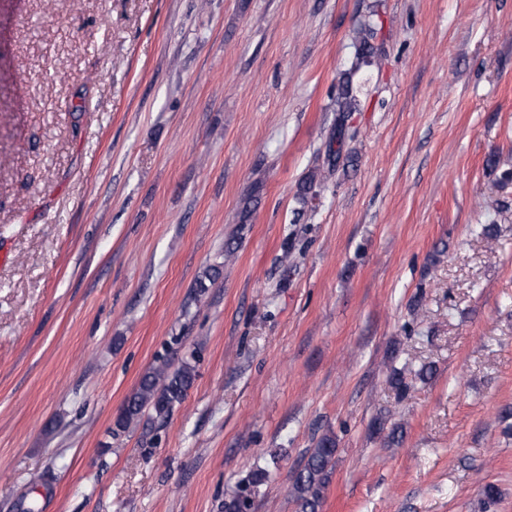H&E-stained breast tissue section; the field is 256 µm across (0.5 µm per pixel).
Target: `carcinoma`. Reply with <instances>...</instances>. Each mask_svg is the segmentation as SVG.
<instances>
[{"instance_id": "1", "label": "carcinoma", "mask_w": 512, "mask_h": 512, "mask_svg": "<svg viewBox=\"0 0 512 512\" xmlns=\"http://www.w3.org/2000/svg\"><path fill=\"white\" fill-rule=\"evenodd\" d=\"M375 27L366 20L357 29L354 41L356 61L350 72L344 74L336 86L333 97V111L336 112V140L329 144V156L333 162L340 163L343 158L348 114L358 108L357 90L353 86V75L361 66L372 64ZM195 377L194 366L185 361L173 368L169 361L159 363L147 371L140 379L137 389L124 402L116 417L111 434L118 436L138 423L144 415L166 421L174 408L185 399L187 390ZM336 455V436L323 434L308 454L303 467L294 477L290 496L298 512H319L322 506L329 477Z\"/></svg>"}]
</instances>
